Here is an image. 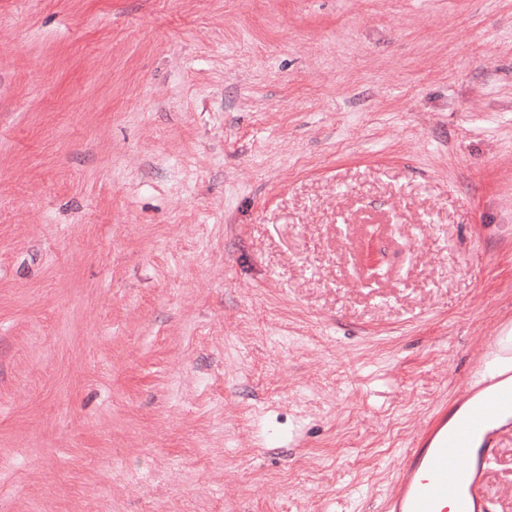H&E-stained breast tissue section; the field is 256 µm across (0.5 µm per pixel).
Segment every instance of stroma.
<instances>
[{"instance_id":"obj_1","label":"stroma","mask_w":512,"mask_h":512,"mask_svg":"<svg viewBox=\"0 0 512 512\" xmlns=\"http://www.w3.org/2000/svg\"><path fill=\"white\" fill-rule=\"evenodd\" d=\"M510 324L512 0H0V512H383Z\"/></svg>"}]
</instances>
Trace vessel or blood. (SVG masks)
<instances>
[{
    "label": "vessel or blood",
    "mask_w": 512,
    "mask_h": 512,
    "mask_svg": "<svg viewBox=\"0 0 512 512\" xmlns=\"http://www.w3.org/2000/svg\"><path fill=\"white\" fill-rule=\"evenodd\" d=\"M467 404L464 416L439 419L406 450L386 512H488L480 486L495 455L489 425L512 409V382L486 379Z\"/></svg>",
    "instance_id": "1"
}]
</instances>
